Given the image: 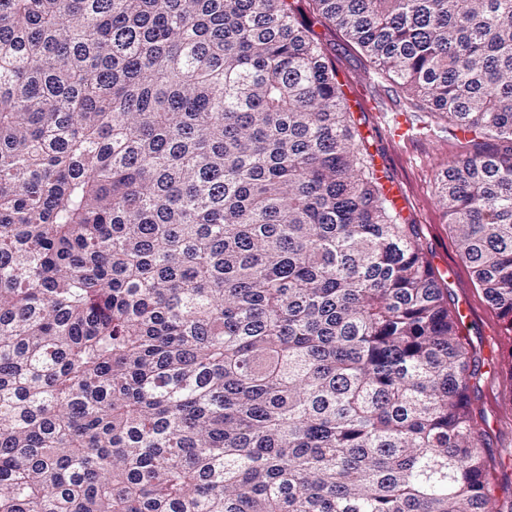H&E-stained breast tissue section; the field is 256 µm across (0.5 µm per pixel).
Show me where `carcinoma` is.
Instances as JSON below:
<instances>
[{"mask_svg":"<svg viewBox=\"0 0 512 512\" xmlns=\"http://www.w3.org/2000/svg\"><path fill=\"white\" fill-rule=\"evenodd\" d=\"M0 0V512H499L480 373L315 25L473 134L512 331V0Z\"/></svg>","mask_w":512,"mask_h":512,"instance_id":"cac0c4a2","label":"carcinoma"}]
</instances>
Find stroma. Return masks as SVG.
I'll return each instance as SVG.
<instances>
[{
  "label": "stroma",
  "mask_w": 512,
  "mask_h": 512,
  "mask_svg": "<svg viewBox=\"0 0 512 512\" xmlns=\"http://www.w3.org/2000/svg\"><path fill=\"white\" fill-rule=\"evenodd\" d=\"M326 47L367 137L377 170L401 186L404 223L416 225L432 266L448 289L450 309L467 304L466 337L480 362L481 379L471 394L476 418L485 432L486 456L501 512H512V332L506 331L469 272L455 234L437 204L440 173L455 160L460 130L434 120L430 133L407 130L394 139L390 125L408 105L399 88L384 78L343 35L327 34Z\"/></svg>",
  "instance_id": "obj_1"
}]
</instances>
